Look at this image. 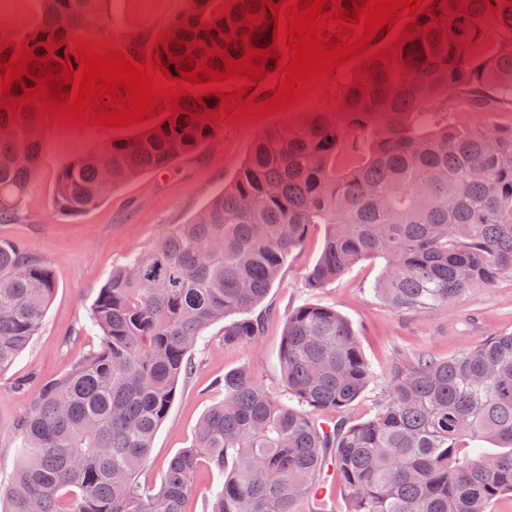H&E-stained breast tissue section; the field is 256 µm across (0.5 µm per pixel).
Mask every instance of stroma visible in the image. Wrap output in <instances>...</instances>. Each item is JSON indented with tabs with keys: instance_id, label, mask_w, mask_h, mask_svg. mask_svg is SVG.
Returning a JSON list of instances; mask_svg holds the SVG:
<instances>
[{
	"instance_id": "35a3bbf8",
	"label": "stroma",
	"mask_w": 512,
	"mask_h": 512,
	"mask_svg": "<svg viewBox=\"0 0 512 512\" xmlns=\"http://www.w3.org/2000/svg\"><path fill=\"white\" fill-rule=\"evenodd\" d=\"M186 0H108L114 25L94 33L97 41L127 47L130 37L153 43ZM343 77L332 78L329 99L308 100L268 117L240 124H218L215 135L165 171L148 172L113 188L93 210L58 213L53 187L59 169L74 157L95 152L118 138L133 137L152 126L109 129L43 123L44 150L19 223L0 224V241L21 242L26 252L52 270L57 288L44 324L31 345L0 374V496L18 462V427L43 386L99 347L90 308L113 269L154 248L175 225L191 222L225 185L233 181L254 141L266 132L299 121L312 112H333L341 101ZM325 227L313 225L289 256L257 314L264 328L246 346L224 343V324L208 326L193 353L192 374L178 383L167 418L156 433L140 483L159 486L170 460L190 447L203 416L224 397V376L250 367L255 381L274 393L284 385L279 348L289 313L305 303L333 308L355 331L374 380L354 402L349 415L371 418L388 392V373L400 359L419 352L451 358L487 339L512 333V273L491 286H477L450 306L434 311H398L375 297L373 288L383 262L367 259L340 280L323 288L308 287L306 274L321 254Z\"/></svg>"
}]
</instances>
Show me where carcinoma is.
Here are the masks:
<instances>
[{
	"mask_svg": "<svg viewBox=\"0 0 512 512\" xmlns=\"http://www.w3.org/2000/svg\"><path fill=\"white\" fill-rule=\"evenodd\" d=\"M227 0H192L165 26L177 39L219 41L226 20L211 12ZM204 9L199 16L190 12ZM453 14H446V9ZM417 14L402 55L361 67L341 91V116L317 112L256 139L233 182L196 219L172 229L150 252L112 270L92 303L99 348L48 383L19 428L22 457L7 512H183L200 463L224 477L211 512H295L315 497L332 467L342 512H494L512 494V335L493 336L450 359L419 354L397 362L378 413L322 428L341 415L374 372L350 324L336 310L303 304L288 315L280 348L285 394L259 385L244 367L224 375V400L201 420L194 443L169 462L159 487L137 472L174 401L202 331L223 320L224 344L260 335L254 314L290 252L315 224L326 227L311 288L381 257L375 294L391 308H446L476 286L512 272V131L452 127L458 105L512 108V0L431 4ZM250 34L272 44V14ZM93 28L112 30L105 0H42L28 43ZM492 35L494 51L474 48ZM399 59H394V56ZM403 63L399 67L395 62ZM169 120L56 175L54 204L82 214L113 188L167 168L215 134L202 106L178 102ZM200 116L195 122L191 115ZM176 121H171V118ZM29 106L0 109V224H15L38 169L43 139ZM364 158L336 171L343 150ZM55 282L17 242H0V373L9 370L44 324ZM497 442L489 454L476 440Z\"/></svg>",
	"mask_w": 512,
	"mask_h": 512,
	"instance_id": "carcinoma-1",
	"label": "carcinoma"
}]
</instances>
